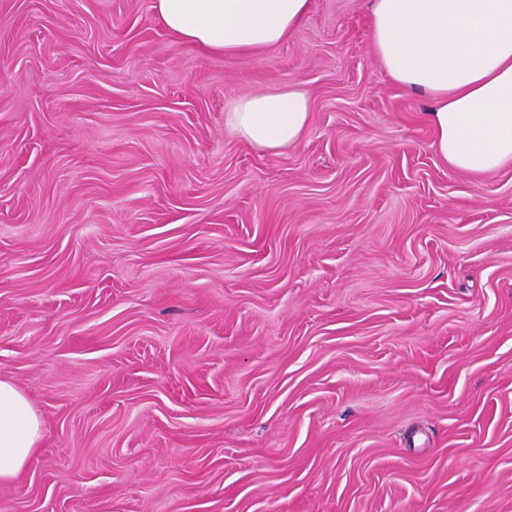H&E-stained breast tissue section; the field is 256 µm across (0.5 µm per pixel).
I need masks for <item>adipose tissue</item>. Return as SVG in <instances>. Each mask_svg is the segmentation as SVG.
I'll list each match as a JSON object with an SVG mask.
<instances>
[{
  "instance_id": "1",
  "label": "adipose tissue",
  "mask_w": 512,
  "mask_h": 512,
  "mask_svg": "<svg viewBox=\"0 0 512 512\" xmlns=\"http://www.w3.org/2000/svg\"><path fill=\"white\" fill-rule=\"evenodd\" d=\"M177 38L213 53L263 51L302 26L310 0H154ZM371 39L386 73L425 94L433 146L450 168L479 177L512 163V0H372ZM312 120L299 87L245 94L225 127L269 153L301 140ZM45 425L29 394L0 379V484L37 462Z\"/></svg>"
}]
</instances>
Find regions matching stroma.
I'll use <instances>...</instances> for the list:
<instances>
[{
	"label": "stroma",
	"mask_w": 512,
	"mask_h": 512,
	"mask_svg": "<svg viewBox=\"0 0 512 512\" xmlns=\"http://www.w3.org/2000/svg\"><path fill=\"white\" fill-rule=\"evenodd\" d=\"M305 88L276 153L233 98ZM370 0L183 43L153 0H0V512H512V165L436 153ZM46 429L29 394L0 379V484L16 480L37 462Z\"/></svg>",
	"instance_id": "35a3bbf8"
}]
</instances>
